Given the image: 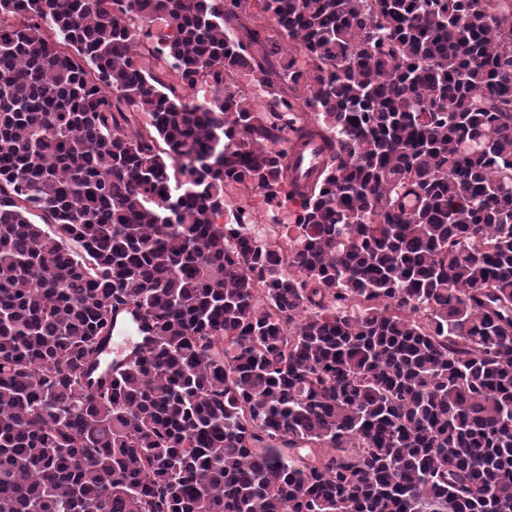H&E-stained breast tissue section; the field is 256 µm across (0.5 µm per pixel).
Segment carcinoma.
Returning <instances> with one entry per match:
<instances>
[{
	"label": "carcinoma",
	"mask_w": 512,
	"mask_h": 512,
	"mask_svg": "<svg viewBox=\"0 0 512 512\" xmlns=\"http://www.w3.org/2000/svg\"><path fill=\"white\" fill-rule=\"evenodd\" d=\"M265 10L0 0V512H512V0ZM325 152L319 140L306 144L292 140L288 143V172L287 182L290 189L303 187L321 166ZM147 336L135 332L128 325L117 327L102 349V362L95 369L108 368L112 363H120L132 356L134 351L145 344Z\"/></svg>",
	"instance_id": "obj_1"
}]
</instances>
